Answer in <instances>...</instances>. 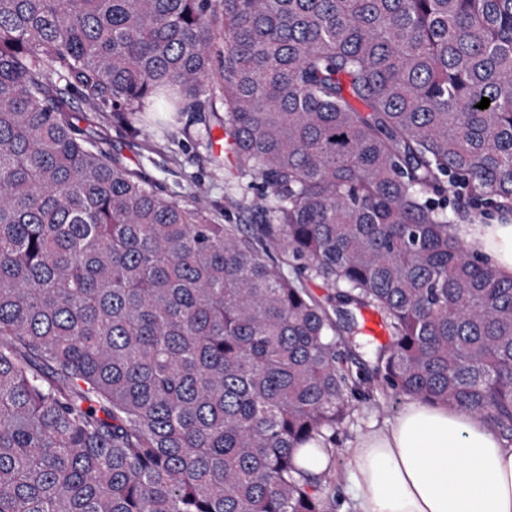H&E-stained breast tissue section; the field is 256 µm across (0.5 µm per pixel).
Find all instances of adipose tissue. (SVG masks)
Returning a JSON list of instances; mask_svg holds the SVG:
<instances>
[{
	"instance_id": "obj_1",
	"label": "adipose tissue",
	"mask_w": 512,
	"mask_h": 512,
	"mask_svg": "<svg viewBox=\"0 0 512 512\" xmlns=\"http://www.w3.org/2000/svg\"><path fill=\"white\" fill-rule=\"evenodd\" d=\"M457 231L512 277V224ZM352 458L356 512H512V447L459 410L409 401Z\"/></svg>"
}]
</instances>
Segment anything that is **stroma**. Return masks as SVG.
<instances>
[{
  "label": "stroma",
  "instance_id": "obj_1",
  "mask_svg": "<svg viewBox=\"0 0 512 512\" xmlns=\"http://www.w3.org/2000/svg\"><path fill=\"white\" fill-rule=\"evenodd\" d=\"M183 121L173 122L167 134L133 133L130 126L113 123L111 113L99 117L96 129L123 155L129 168L145 170L152 176L158 192L185 203L202 205L221 224L248 223V207L257 192L248 180L236 177L233 168L217 169L207 160L211 148L223 138L221 128L211 137L187 138ZM407 399L376 392L356 402L350 417L332 440L334 467L331 488L336 512H353L348 488L352 452L368 432L391 422Z\"/></svg>",
  "mask_w": 512,
  "mask_h": 512
}]
</instances>
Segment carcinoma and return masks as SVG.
Instances as JSON below:
<instances>
[{"mask_svg": "<svg viewBox=\"0 0 512 512\" xmlns=\"http://www.w3.org/2000/svg\"><path fill=\"white\" fill-rule=\"evenodd\" d=\"M97 112L221 124L255 223ZM462 195L512 214V0H0V512H334L294 451L374 387L512 445V278ZM448 211H455L456 216L458 214L457 231L460 238L485 255L503 277H512V223L509 224L510 220L512 222L511 217H507L508 224H492L489 218H506L489 209L485 211L482 220L478 221L465 200L452 202Z\"/></svg>", "mask_w": 512, "mask_h": 512, "instance_id": "cac0c4a2", "label": "carcinoma"}]
</instances>
